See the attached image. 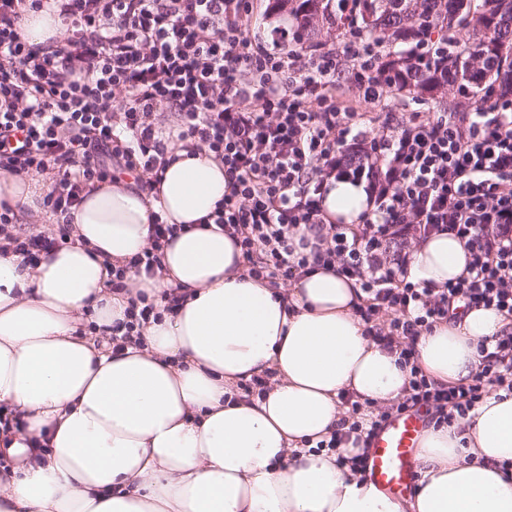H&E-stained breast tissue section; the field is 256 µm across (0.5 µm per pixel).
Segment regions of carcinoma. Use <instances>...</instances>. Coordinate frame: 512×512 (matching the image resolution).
Segmentation results:
<instances>
[{"instance_id": "carcinoma-1", "label": "carcinoma", "mask_w": 512, "mask_h": 512, "mask_svg": "<svg viewBox=\"0 0 512 512\" xmlns=\"http://www.w3.org/2000/svg\"><path fill=\"white\" fill-rule=\"evenodd\" d=\"M358 27L373 40L384 81L398 91L432 94L447 86L475 99L512 57V0H358ZM342 0H273L288 12L308 46L325 27L340 30ZM436 30L453 49L440 57L415 54L419 36Z\"/></svg>"}]
</instances>
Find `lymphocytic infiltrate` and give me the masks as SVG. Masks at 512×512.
<instances>
[{
	"mask_svg": "<svg viewBox=\"0 0 512 512\" xmlns=\"http://www.w3.org/2000/svg\"><path fill=\"white\" fill-rule=\"evenodd\" d=\"M43 0H0V167L51 170L42 205L70 214L85 189L124 171L151 182L165 146L205 148L224 164V198L206 216L229 232L254 279L287 280L327 266L356 279L365 333L410 368L402 400L350 432L373 436L394 414L426 408L464 420L487 384L512 391V333L481 341L469 383L435 385L416 365L422 333L455 304L512 316V66L470 112H389L371 42L275 52L245 24L253 0H60L62 46H31L18 29ZM365 181L373 207L353 226L328 221L330 179ZM0 235L28 265L67 235ZM314 238H295L300 226ZM464 242L466 277L434 290L407 278L410 242L437 233Z\"/></svg>",
	"mask_w": 512,
	"mask_h": 512,
	"instance_id": "lymphocytic-infiltrate-1",
	"label": "lymphocytic infiltrate"
}]
</instances>
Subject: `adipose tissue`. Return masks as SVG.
Masks as SVG:
<instances>
[{"instance_id": "1", "label": "adipose tissue", "mask_w": 512, "mask_h": 512, "mask_svg": "<svg viewBox=\"0 0 512 512\" xmlns=\"http://www.w3.org/2000/svg\"><path fill=\"white\" fill-rule=\"evenodd\" d=\"M56 12L29 13L19 33L58 45ZM159 184L117 179L94 186L71 211L72 241L25 264L0 254V405L19 429L0 432L14 459L0 472V512H512V393L493 388L460 423L419 441L412 500L377 488L323 448L344 417L341 399L396 403L409 369L364 333L358 282L331 269L274 289L244 275L227 232L199 228L223 200L213 153L167 144ZM45 180L0 169V202L38 212ZM330 219L356 224L362 184L332 181ZM182 230L153 275L132 268L150 245L154 214ZM470 254L439 233L417 243L409 279L442 288ZM127 267L113 290L111 269ZM179 295L174 312L144 325L140 341L113 339L130 294ZM512 333V319L475 307L415 344V361L439 386L468 382L478 344ZM266 380L263 392L244 384Z\"/></svg>"}]
</instances>
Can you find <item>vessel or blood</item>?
<instances>
[{
    "instance_id": "vessel-or-blood-1",
    "label": "vessel or blood",
    "mask_w": 512,
    "mask_h": 512,
    "mask_svg": "<svg viewBox=\"0 0 512 512\" xmlns=\"http://www.w3.org/2000/svg\"><path fill=\"white\" fill-rule=\"evenodd\" d=\"M425 410H412L386 421L369 442L366 460L368 479L395 497H405L415 488V454L426 427Z\"/></svg>"
}]
</instances>
